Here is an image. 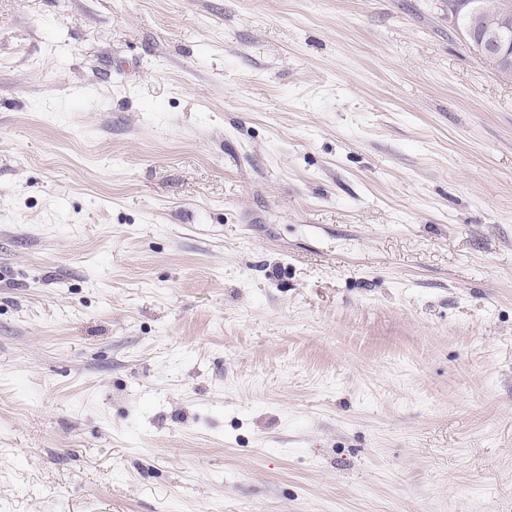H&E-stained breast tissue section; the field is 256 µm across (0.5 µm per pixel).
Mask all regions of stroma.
<instances>
[{"mask_svg":"<svg viewBox=\"0 0 512 512\" xmlns=\"http://www.w3.org/2000/svg\"><path fill=\"white\" fill-rule=\"evenodd\" d=\"M0 512H512V77L448 0H0Z\"/></svg>","mask_w":512,"mask_h":512,"instance_id":"35a3bbf8","label":"stroma"}]
</instances>
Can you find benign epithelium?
Wrapping results in <instances>:
<instances>
[{"instance_id":"benign-epithelium-1","label":"benign epithelium","mask_w":512,"mask_h":512,"mask_svg":"<svg viewBox=\"0 0 512 512\" xmlns=\"http://www.w3.org/2000/svg\"><path fill=\"white\" fill-rule=\"evenodd\" d=\"M481 4L477 0H456L448 7V15L460 27L468 44L489 59L506 75L512 74V12L498 14L497 24L490 33L480 30Z\"/></svg>"}]
</instances>
